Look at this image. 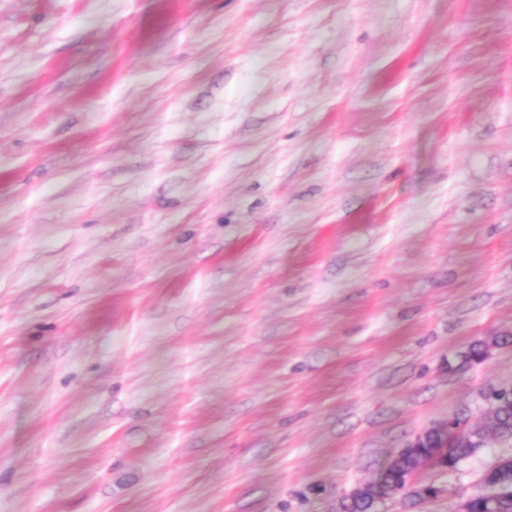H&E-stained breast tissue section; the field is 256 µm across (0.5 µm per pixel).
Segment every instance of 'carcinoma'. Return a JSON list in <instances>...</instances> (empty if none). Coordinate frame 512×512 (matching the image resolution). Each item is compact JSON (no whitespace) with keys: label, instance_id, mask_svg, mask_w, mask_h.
Here are the masks:
<instances>
[{"label":"carcinoma","instance_id":"carcinoma-1","mask_svg":"<svg viewBox=\"0 0 512 512\" xmlns=\"http://www.w3.org/2000/svg\"><path fill=\"white\" fill-rule=\"evenodd\" d=\"M496 438L512 443V401L503 395H496ZM482 432H471L466 439L448 435L446 448H413L399 460L386 466L381 476L385 489L402 487L418 464V459H430L441 469L452 472L465 459L477 453L484 446ZM483 490L472 495V512H512V455L498 458L486 471L482 481ZM375 493L361 488L343 505V512H371Z\"/></svg>","mask_w":512,"mask_h":512}]
</instances>
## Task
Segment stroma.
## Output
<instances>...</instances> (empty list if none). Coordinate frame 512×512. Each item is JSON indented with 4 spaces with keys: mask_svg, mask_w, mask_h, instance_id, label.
<instances>
[{
    "mask_svg": "<svg viewBox=\"0 0 512 512\" xmlns=\"http://www.w3.org/2000/svg\"><path fill=\"white\" fill-rule=\"evenodd\" d=\"M511 385L512 0H0V512H336Z\"/></svg>",
    "mask_w": 512,
    "mask_h": 512,
    "instance_id": "1",
    "label": "stroma"
}]
</instances>
